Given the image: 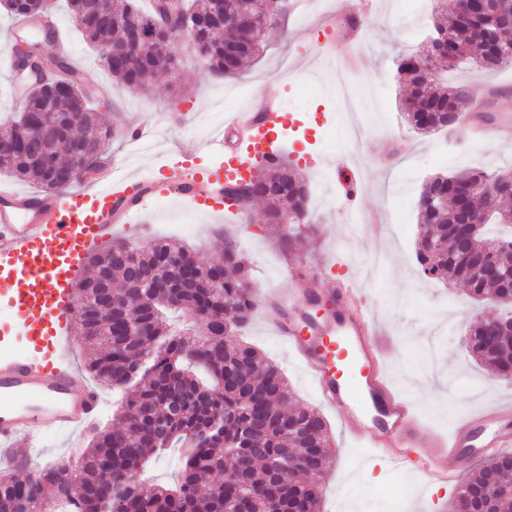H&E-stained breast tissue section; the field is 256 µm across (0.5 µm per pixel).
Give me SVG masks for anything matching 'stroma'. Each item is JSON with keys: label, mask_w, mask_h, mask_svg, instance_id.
Instances as JSON below:
<instances>
[{"label": "stroma", "mask_w": 512, "mask_h": 512, "mask_svg": "<svg viewBox=\"0 0 512 512\" xmlns=\"http://www.w3.org/2000/svg\"><path fill=\"white\" fill-rule=\"evenodd\" d=\"M359 2L307 0L304 13L288 10L238 78L210 77L204 66L190 60L180 80L159 75L145 93L112 78L79 33L64 0L56 12L73 48L69 60L80 70L84 87L110 91L108 99L97 102L98 118L112 132L109 157L116 164L130 163L141 175L177 163L209 167L213 158L203 150L205 117L224 123L263 91L281 98L289 117L286 161L311 183L313 200L322 204L313 214V233L284 248L274 228L259 230L260 202L237 216L196 218L194 231L187 233L181 227L187 209L166 191L129 224L125 237L144 246L171 240L203 260L220 257L225 237H232L251 267L255 289L287 287V260L303 253L320 263L319 287L332 288L337 280L351 278L372 309L396 390L413 402L430 430L445 435L484 404L512 401V382L473 360L462 342L471 320L493 314V304L470 299L462 285L420 276L414 257V202L429 176L462 167L512 168V138L460 150L454 134L416 131L401 106L395 62L425 44L431 16L411 12L408 0H368L364 10ZM12 26L0 9L1 124L23 107L10 93L5 66L18 47ZM340 72L356 83L366 109L347 112L340 106ZM446 76L449 83L468 84L472 100L489 102L495 118H512V67L485 74L471 65L448 70ZM143 124L164 134L163 151L142 150L130 140L129 129ZM340 147L364 181L359 212L348 226L334 217L336 184L343 174L330 158ZM245 336L283 369L293 406L319 407L313 383L259 316H252ZM323 417L330 429L332 463L320 512H336L339 498L355 502L360 512H409L413 506L419 512H448L454 485H432L411 470L361 467L369 449L352 442L331 412Z\"/></svg>", "instance_id": "obj_1"}]
</instances>
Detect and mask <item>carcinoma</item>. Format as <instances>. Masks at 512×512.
Instances as JSON below:
<instances>
[{
	"instance_id": "cac0c4a2",
	"label": "carcinoma",
	"mask_w": 512,
	"mask_h": 512,
	"mask_svg": "<svg viewBox=\"0 0 512 512\" xmlns=\"http://www.w3.org/2000/svg\"><path fill=\"white\" fill-rule=\"evenodd\" d=\"M87 0H67L83 38L93 50L124 48L127 25L134 21L152 32L156 8L145 11L138 0H111L109 19L88 16ZM237 4L224 0V10L206 8L186 32L201 42L213 77L235 78L260 52L266 33L286 8V0H254L253 37L248 49L235 53V25L224 12ZM11 16L30 21L40 0H3ZM431 57L444 69L471 60L484 70L512 66V17L499 4L474 7L452 0L448 16L433 24ZM99 57L113 77L134 91H146L160 72L182 75L152 40L124 55L122 71L112 56ZM65 82L61 92L46 98L29 92L24 111L9 122L0 140L18 141L15 151L0 157V173L35 181L45 191L63 194L78 180L56 177L76 163L75 142L94 138L105 146L110 129L102 126L97 110L81 99L82 85L62 54L53 58ZM404 88L402 105L413 125L425 132L452 130L448 112L470 107L469 93L445 85L442 77L426 76L415 55L401 58L396 68ZM51 120L44 149L34 153L21 143L25 130ZM259 181L249 198L268 204L266 223L277 226L284 240L313 232L310 225V187L292 168L258 163ZM499 171L471 168L433 178L435 193H448V206H425L416 201L419 236L416 260L424 276L464 284L476 300L512 306V287L497 277L471 271L467 254L503 263L502 246L512 237L491 236V224L512 226V193L499 191L471 199L472 212L458 211L449 189L471 181L493 183ZM294 222L284 224L285 215ZM479 215L488 219L477 230L462 224ZM90 275L73 288L76 300L74 333L89 352L88 370L120 394L111 422L95 425L90 442L79 455L75 470L52 463L37 473L16 477L25 462L0 469V512H319L320 488L330 460L329 428L312 407L288 408L292 392L280 369L264 358L240 326L255 310L249 289L248 264L233 241L224 245L219 261L202 262L190 250L157 240L143 249L127 240H114L87 258ZM223 287L213 288L215 279ZM109 284L123 283L112 289ZM477 360L506 372L512 362V339L467 343ZM171 448L182 449V473L173 486L143 478L147 464ZM512 468V453L500 452L462 481L461 493L483 484L485 478ZM473 512H512V489L504 487L493 502L474 499Z\"/></svg>"
}]
</instances>
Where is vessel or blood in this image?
<instances>
[{"label":"vessel or blood","mask_w":512,"mask_h":512,"mask_svg":"<svg viewBox=\"0 0 512 512\" xmlns=\"http://www.w3.org/2000/svg\"><path fill=\"white\" fill-rule=\"evenodd\" d=\"M262 102L206 143L220 165L194 172L178 187L188 206L223 209L225 183L252 178L254 159L271 156L273 118L286 109L273 96ZM363 189L359 179L341 183L337 223L354 217ZM157 191L156 179L113 166L61 195L0 188V311L24 314L20 332L41 356L35 367L22 357L0 356V445L30 439L36 431L79 436L95 421L99 391L80 372L60 368L75 317L72 288L86 259L111 243L115 229L148 209ZM316 281V271L307 269L293 275L291 288L263 292L256 303L325 405L350 422L353 442L365 444L388 470L415 465L439 484L447 483L449 459L459 456L473 432H481L484 447L512 446V406L505 403L468 418L449 437L427 433L412 402L388 377L372 319L354 304V283L324 292Z\"/></svg>","instance_id":"vessel-or-blood-1"}]
</instances>
